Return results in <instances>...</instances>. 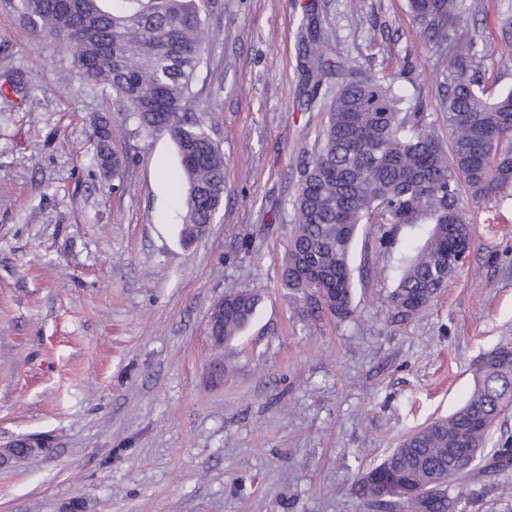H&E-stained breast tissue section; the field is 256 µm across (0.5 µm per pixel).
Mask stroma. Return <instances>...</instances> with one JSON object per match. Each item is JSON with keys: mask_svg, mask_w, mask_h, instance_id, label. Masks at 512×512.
<instances>
[{"mask_svg": "<svg viewBox=\"0 0 512 512\" xmlns=\"http://www.w3.org/2000/svg\"><path fill=\"white\" fill-rule=\"evenodd\" d=\"M189 107L224 154L215 224L180 240L186 190L174 142L145 137L73 50L0 0V445L49 443L0 469V512H364L362 473L410 431L464 405L483 355L512 347V202L477 204L466 265L428 308L390 302L426 225L353 246L345 320L309 312L281 283L290 201L327 112L299 67L305 0H221ZM488 94L512 89V0H476ZM345 67L402 75L440 135L442 54L408 0H315ZM118 127L122 178L97 166L99 118ZM261 297L223 348L206 316L225 289ZM224 366L211 384L213 363ZM467 512H512V466L464 485Z\"/></svg>", "mask_w": 512, "mask_h": 512, "instance_id": "1", "label": "stroma"}]
</instances>
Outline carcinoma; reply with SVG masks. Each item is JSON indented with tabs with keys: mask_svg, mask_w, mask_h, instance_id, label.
Masks as SVG:
<instances>
[{
	"mask_svg": "<svg viewBox=\"0 0 512 512\" xmlns=\"http://www.w3.org/2000/svg\"><path fill=\"white\" fill-rule=\"evenodd\" d=\"M211 0H19L34 31L69 45L85 79L110 86L121 111L147 136L176 143L179 179L187 190L180 236L190 243L214 223L224 198V156L189 116L188 100L203 64ZM424 40L446 50L442 88L449 140L424 112L421 91L407 95L400 75L371 67L352 69L329 97L327 121L313 156L303 163L291 201L292 231L282 264L283 286L314 310L346 319L352 314L351 252L363 224H380V244L399 227L429 224L424 244L404 255L390 295L407 319L427 308L448 285L470 249L473 200H512V90L491 98L482 86L481 50L466 14V0H410ZM328 35L308 25L302 36L306 84L317 98L335 67ZM98 165L114 177L128 157L114 147L107 120L96 131ZM258 295L247 287L224 293V340L253 321ZM479 380L455 413L406 436L380 464L364 472L358 492L366 512H464L462 487L512 466V441H500L477 460L489 432L512 406V348L491 350ZM390 481L380 500L379 478Z\"/></svg>",
	"mask_w": 512,
	"mask_h": 512,
	"instance_id": "cac0c4a2",
	"label": "carcinoma"
}]
</instances>
